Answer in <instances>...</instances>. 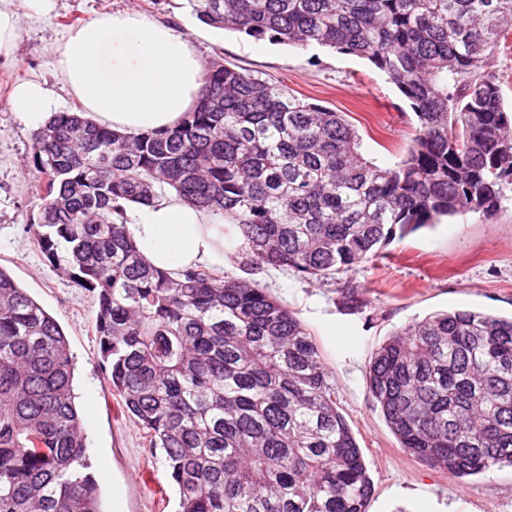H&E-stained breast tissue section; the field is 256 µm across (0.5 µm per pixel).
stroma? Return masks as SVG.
Instances as JSON below:
<instances>
[{
	"label": "stroma",
	"mask_w": 512,
	"mask_h": 512,
	"mask_svg": "<svg viewBox=\"0 0 512 512\" xmlns=\"http://www.w3.org/2000/svg\"><path fill=\"white\" fill-rule=\"evenodd\" d=\"M20 35L11 57L0 56V268L63 328L75 358L74 392L83 416L91 474L100 475L103 512H177L178 496L160 456L142 431L121 417L105 379L94 330L97 304L64 269L50 266L27 226L39 213L36 182L24 165L31 131L13 112L17 80L53 90L55 112L79 110L63 90L49 48L71 26L96 14L134 10L191 36L205 61H221L286 86L304 101L343 113L364 156L389 166L418 128L407 101L369 62L318 46L296 47L226 32L210 38L187 0H51L32 14L28 0H9ZM223 278L257 281L309 329L335 387L336 402L362 450L374 485L367 512H512V467L458 479L407 454L369 393L365 371L392 333L440 311L469 309L512 315V186L488 219L468 212L387 246L384 258L322 283L294 272L258 268L242 251L214 264Z\"/></svg>",
	"instance_id": "1"
}]
</instances>
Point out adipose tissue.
I'll return each mask as SVG.
<instances>
[{
	"label": "adipose tissue",
	"mask_w": 512,
	"mask_h": 512,
	"mask_svg": "<svg viewBox=\"0 0 512 512\" xmlns=\"http://www.w3.org/2000/svg\"><path fill=\"white\" fill-rule=\"evenodd\" d=\"M60 80L85 117L136 134L174 127L195 105L204 68L192 39L174 26L135 11L103 14L52 46ZM52 92L35 81L18 84L11 107L38 129L49 118ZM125 228L153 266L176 272L224 259V235L210 212L169 193L126 211Z\"/></svg>",
	"instance_id": "adipose-tissue-1"
}]
</instances>
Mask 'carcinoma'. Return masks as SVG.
Instances as JSON below:
<instances>
[{
	"mask_svg": "<svg viewBox=\"0 0 512 512\" xmlns=\"http://www.w3.org/2000/svg\"><path fill=\"white\" fill-rule=\"evenodd\" d=\"M203 23L369 61L410 103L400 160L340 112L220 61L175 127L81 112L31 134L45 259L95 294L119 412L161 451L179 512H366L374 492L319 348L257 282L149 265L125 207L165 191L232 224L252 263L328 281L445 216H495L512 115L490 66L512 0H188ZM56 319L0 269V512H102ZM366 383L401 448L457 478L512 464V317L436 313L388 337Z\"/></svg>",
	"mask_w": 512,
	"mask_h": 512,
	"instance_id": "cac0c4a2",
	"label": "carcinoma"
}]
</instances>
